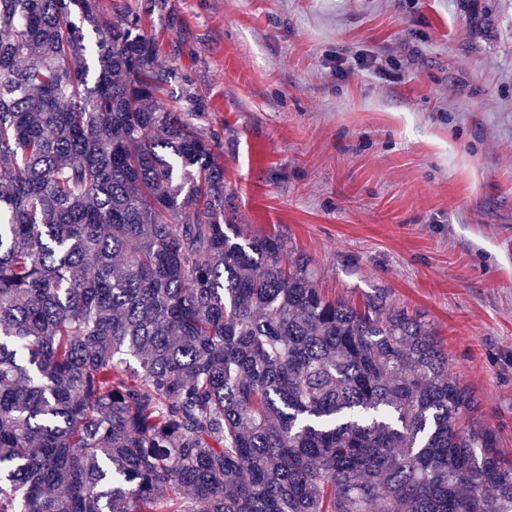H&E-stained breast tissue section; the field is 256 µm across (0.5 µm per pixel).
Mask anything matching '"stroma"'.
I'll list each match as a JSON object with an SVG mask.
<instances>
[{
	"mask_svg": "<svg viewBox=\"0 0 512 512\" xmlns=\"http://www.w3.org/2000/svg\"><path fill=\"white\" fill-rule=\"evenodd\" d=\"M213 136L241 235L421 317L512 457V0H100Z\"/></svg>",
	"mask_w": 512,
	"mask_h": 512,
	"instance_id": "35a3bbf8",
	"label": "stroma"
}]
</instances>
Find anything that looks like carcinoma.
Instances as JSON below:
<instances>
[{
    "mask_svg": "<svg viewBox=\"0 0 512 512\" xmlns=\"http://www.w3.org/2000/svg\"><path fill=\"white\" fill-rule=\"evenodd\" d=\"M99 0H0V512H512L429 325L230 236Z\"/></svg>",
    "mask_w": 512,
    "mask_h": 512,
    "instance_id": "obj_1",
    "label": "carcinoma"
}]
</instances>
